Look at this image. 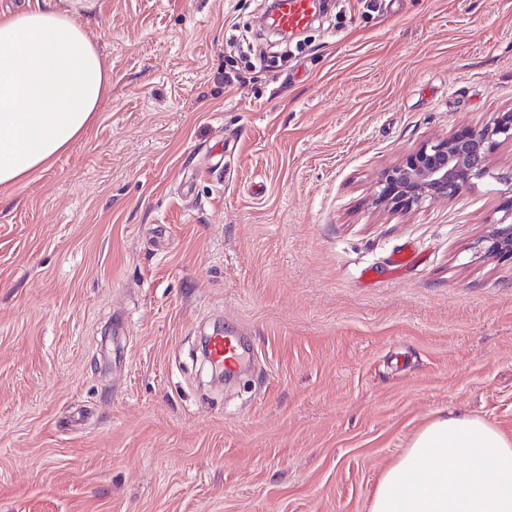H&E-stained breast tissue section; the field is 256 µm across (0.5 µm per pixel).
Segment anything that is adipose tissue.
<instances>
[{
    "label": "adipose tissue",
    "instance_id": "ef3b65f1",
    "mask_svg": "<svg viewBox=\"0 0 512 512\" xmlns=\"http://www.w3.org/2000/svg\"><path fill=\"white\" fill-rule=\"evenodd\" d=\"M91 0L0 15V190L28 180L94 122L112 69L78 18ZM369 512H512V441L465 414L432 420L381 475Z\"/></svg>",
    "mask_w": 512,
    "mask_h": 512
}]
</instances>
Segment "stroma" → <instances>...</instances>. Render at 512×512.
I'll use <instances>...</instances> for the list:
<instances>
[{
  "mask_svg": "<svg viewBox=\"0 0 512 512\" xmlns=\"http://www.w3.org/2000/svg\"><path fill=\"white\" fill-rule=\"evenodd\" d=\"M265 12L94 0L111 94L0 204V512H368L434 418L512 439L494 177L368 204L405 154L512 110V0H328L286 43ZM217 330L250 354L221 383Z\"/></svg>",
  "mask_w": 512,
  "mask_h": 512,
  "instance_id": "1",
  "label": "stroma"
}]
</instances>
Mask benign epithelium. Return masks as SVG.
Here are the masks:
<instances>
[{"label":"benign epithelium","instance_id":"1","mask_svg":"<svg viewBox=\"0 0 512 512\" xmlns=\"http://www.w3.org/2000/svg\"><path fill=\"white\" fill-rule=\"evenodd\" d=\"M512 143V110L477 126H467L423 144L386 169L376 183L371 207L410 211L431 198H453L489 175L504 186L503 215L484 239L490 256H512V172L495 174L491 159L500 145Z\"/></svg>","mask_w":512,"mask_h":512}]
</instances>
